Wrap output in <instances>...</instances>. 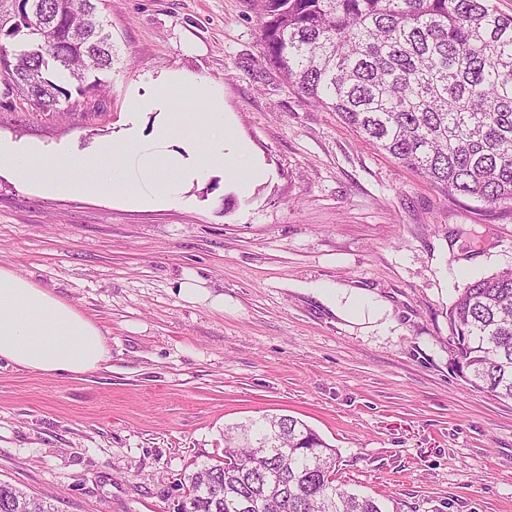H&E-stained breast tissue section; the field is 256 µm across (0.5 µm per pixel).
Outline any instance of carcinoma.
Masks as SVG:
<instances>
[{"label":"carcinoma","instance_id":"1","mask_svg":"<svg viewBox=\"0 0 512 512\" xmlns=\"http://www.w3.org/2000/svg\"><path fill=\"white\" fill-rule=\"evenodd\" d=\"M265 58L306 101L447 195L512 206V14L494 0H254ZM99 0H20L0 19V67L38 108L100 91L112 40L81 30ZM469 382L512 399V271L471 283L448 314ZM336 449L305 422L224 429V455L187 476L174 512H383L336 483ZM0 512H52L0 481Z\"/></svg>","mask_w":512,"mask_h":512}]
</instances>
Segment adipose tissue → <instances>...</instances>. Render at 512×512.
Returning <instances> with one entry per match:
<instances>
[{
    "instance_id": "1",
    "label": "adipose tissue",
    "mask_w": 512,
    "mask_h": 512,
    "mask_svg": "<svg viewBox=\"0 0 512 512\" xmlns=\"http://www.w3.org/2000/svg\"><path fill=\"white\" fill-rule=\"evenodd\" d=\"M107 359L106 340L95 323L0 266V360L53 377L94 371Z\"/></svg>"
}]
</instances>
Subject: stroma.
<instances>
[{
  "label": "stroma",
  "mask_w": 512,
  "mask_h": 512,
  "mask_svg": "<svg viewBox=\"0 0 512 512\" xmlns=\"http://www.w3.org/2000/svg\"><path fill=\"white\" fill-rule=\"evenodd\" d=\"M105 92L42 111L0 94V141L80 156L131 93L180 71L223 86L269 170L241 197L209 171L182 207L50 197L0 163V265L106 339L101 369L48 377L0 362V480L54 512H173L225 427L304 421L336 477L387 512H512V399L472 387L448 312L512 270V210L451 198L301 98L266 64L253 0H110ZM200 273L223 309L180 298ZM360 292L352 320L318 287Z\"/></svg>",
  "instance_id": "stroma-1"
}]
</instances>
